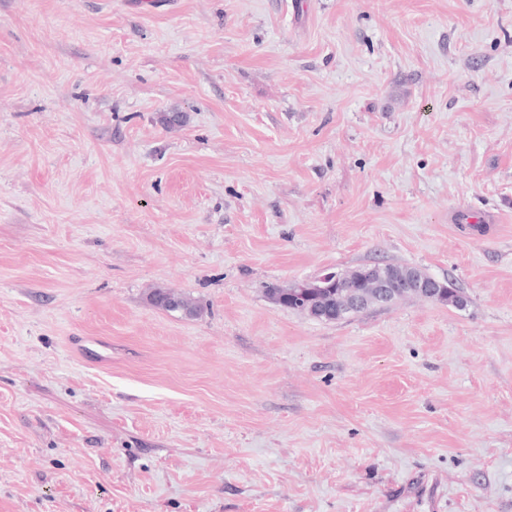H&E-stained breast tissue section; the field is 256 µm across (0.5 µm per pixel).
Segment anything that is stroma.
I'll use <instances>...</instances> for the list:
<instances>
[{
	"label": "stroma",
	"mask_w": 512,
	"mask_h": 512,
	"mask_svg": "<svg viewBox=\"0 0 512 512\" xmlns=\"http://www.w3.org/2000/svg\"><path fill=\"white\" fill-rule=\"evenodd\" d=\"M0 512H512V0H0ZM399 270L405 272L398 276H391L386 272V266L374 264L368 266L358 267L353 270L355 279L358 282H371L373 288L378 290L377 304L386 305L396 295H407L411 293H419L431 297L433 299L441 297L445 294L448 288V281L439 279L423 278L415 271H408L413 268L406 266L393 265ZM453 291L446 292L438 300H431L434 302L448 303L454 306V293L458 292L452 288ZM455 307V306H454ZM295 283L289 286H281L277 283H270L265 288L266 295L275 304L303 313L311 319L322 321V322H336L351 315L342 314L338 307V299L336 298L335 288H348L343 282V276L341 274L330 272L326 273L318 278L311 280H302L296 288H293ZM312 290H334L332 292H326L318 294L316 296L305 297L304 305L298 306L297 302L293 300L294 295H297L299 289ZM341 314L342 316H339ZM151 303L165 311H181L188 316H197L201 308L191 299L165 288H156L150 294Z\"/></svg>",
	"instance_id": "1"
}]
</instances>
